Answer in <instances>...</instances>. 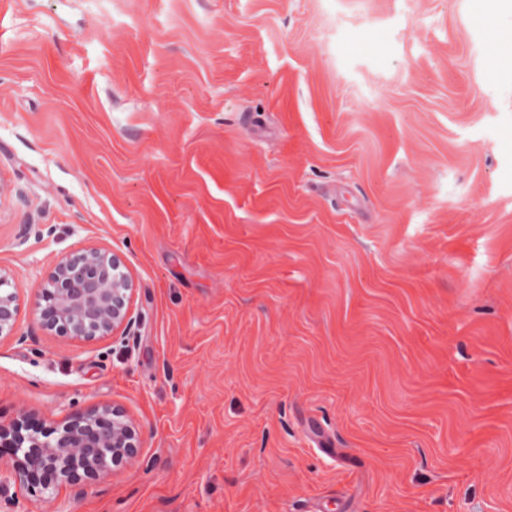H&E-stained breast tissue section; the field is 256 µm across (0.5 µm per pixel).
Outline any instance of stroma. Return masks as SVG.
<instances>
[{"instance_id":"obj_1","label":"stroma","mask_w":512,"mask_h":512,"mask_svg":"<svg viewBox=\"0 0 512 512\" xmlns=\"http://www.w3.org/2000/svg\"><path fill=\"white\" fill-rule=\"evenodd\" d=\"M0 179V422L144 440L15 512H512V0H0ZM118 270L119 260L110 252L89 246L77 257H62L48 276L38 295V308L43 322L55 326L68 336H88L73 316L85 310L98 309L101 313L98 336L113 333L128 324V301L133 290L127 274L106 275L108 267Z\"/></svg>"}]
</instances>
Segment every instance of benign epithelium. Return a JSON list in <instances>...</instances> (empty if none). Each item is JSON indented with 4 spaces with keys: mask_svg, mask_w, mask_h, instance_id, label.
Here are the masks:
<instances>
[{
    "mask_svg": "<svg viewBox=\"0 0 512 512\" xmlns=\"http://www.w3.org/2000/svg\"><path fill=\"white\" fill-rule=\"evenodd\" d=\"M109 268H120L119 260L97 246L77 257H62L38 295L43 322L64 335L80 337L87 332L75 323L74 315L85 310L100 311L101 336L129 322L132 280L124 273L107 277ZM104 436L112 437V456L105 464L86 452L99 447ZM141 447L140 432L114 408L77 412L50 428L36 426L28 414L0 425V456L6 449L12 456L8 479L35 494L92 485L135 458ZM17 448L26 449L24 456H17Z\"/></svg>",
    "mask_w": 512,
    "mask_h": 512,
    "instance_id": "benign-epithelium-1",
    "label": "benign epithelium"
}]
</instances>
